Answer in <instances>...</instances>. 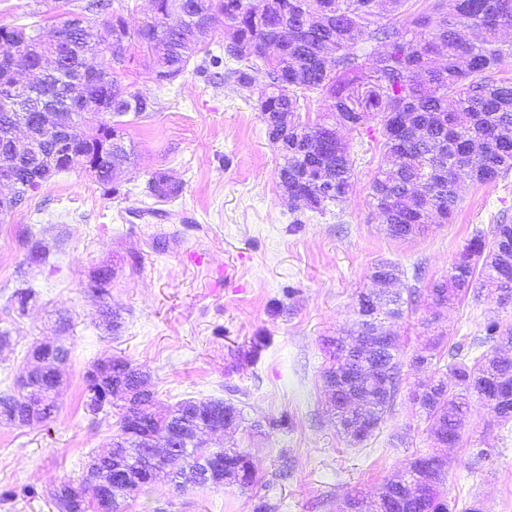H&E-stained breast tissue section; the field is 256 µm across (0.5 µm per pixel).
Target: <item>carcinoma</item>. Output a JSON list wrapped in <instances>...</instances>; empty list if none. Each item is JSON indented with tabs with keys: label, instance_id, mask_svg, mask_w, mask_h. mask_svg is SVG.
Here are the masks:
<instances>
[{
	"label": "carcinoma",
	"instance_id": "1",
	"mask_svg": "<svg viewBox=\"0 0 512 512\" xmlns=\"http://www.w3.org/2000/svg\"><path fill=\"white\" fill-rule=\"evenodd\" d=\"M407 0H153V15L141 26L129 28L123 14L111 10L110 0H96L98 13L112 15V27L125 37L115 41L112 62L123 65L134 43L151 51L148 65L155 80L171 82L187 70L201 50L208 34L224 17L225 53L246 61L230 75L245 90L253 87L252 72L265 71L266 83L259 89L257 107L269 141L279 152L278 178L306 198L302 207L325 214L331 206L343 204L352 189L353 159L349 145L336 132V123L358 131L374 122L379 125L385 166L373 181V199L385 232L396 239H408L428 228L434 216L452 220L458 203L457 185L465 181L487 183L512 170V79L502 78L512 60V42L502 32L512 30V0H450L451 12L437 0L432 12L411 17L408 25L382 23L385 13L404 12ZM302 26L292 40L279 38V28ZM96 22L75 16L59 26L67 45L59 64L46 70L38 83H21L12 76V54L27 53L34 64L40 57L28 54L39 32L37 25L0 26V44L9 52L0 54V130L15 118L33 124L45 111L71 112L78 103L90 114L88 132L93 145L117 136L125 122L120 117H138L154 111V103L142 94L119 91L117 81L99 71L82 79L80 67L87 54L97 51ZM369 38L379 44L373 52L357 54L353 47ZM324 98L325 109L314 124L301 120L302 101L313 94ZM101 171L100 184L111 183L110 171L128 169L133 153L124 137L112 141V149L95 156ZM43 160L32 157L17 165L21 192L29 198L43 185ZM149 191L159 201L178 198L180 183L163 173L149 180ZM31 260L39 263L49 256L45 240L34 234L26 238ZM465 252L474 263L454 265L448 276L424 288H411L407 297L397 296L398 316L424 305L436 316L440 305L464 299L475 283L492 287L499 277L512 274V262L502 263L500 254L512 253V224H497L492 238L478 232ZM34 292L17 288L10 301L24 314ZM480 344L512 343V331L489 322ZM360 336L356 327L328 341L331 362L328 369L344 367ZM476 344L456 343L448 349L447 371L453 378H433L417 385L413 400L431 426L441 425L448 434V446H456L465 424L470 397L496 404L501 419L512 420V361L492 354H473ZM400 344L380 354L379 366L357 384L373 397L368 413L380 426L394 397L384 398L385 384L398 392L401 362ZM46 362L65 365L68 348L49 345ZM100 379L84 376L86 406L93 413L115 404L123 380L135 389L144 376L129 362L108 357L96 362ZM24 383L14 393L0 394V423L13 410L23 408ZM186 399L148 420V428L164 434L181 421L190 422ZM140 449L121 445V433L112 435L110 450L101 455L104 468L112 469V456H138ZM224 460L242 485L253 479L248 456L237 448L210 450L202 445L183 449L179 471L199 473ZM435 455L414 458L406 470L413 489L399 492V512H451L453 506L442 489L445 472L428 469ZM175 470V471H177ZM175 471L161 468L149 481L133 483L102 509L98 489L82 479L65 478L69 490V512H125L127 501L144 488L163 481L174 484Z\"/></svg>",
	"mask_w": 512,
	"mask_h": 512
}]
</instances>
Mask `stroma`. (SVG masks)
Returning <instances> with one entry per match:
<instances>
[{
	"label": "stroma",
	"instance_id": "1",
	"mask_svg": "<svg viewBox=\"0 0 512 512\" xmlns=\"http://www.w3.org/2000/svg\"><path fill=\"white\" fill-rule=\"evenodd\" d=\"M92 2L0 0V26L34 23L48 36L70 15L96 20ZM130 54L116 67L109 54L92 58L96 67L114 68L126 91L156 104L128 119L125 142L136 166L119 174L118 194L86 174L61 172L0 215V327L13 336L0 348V392L26 374L34 345L70 350L54 421L0 424V491L37 490L33 499L0 501V512H58L52 489L81 476L91 453L117 432V415L90 413L81 399L86 370L110 356L146 373L158 408L189 398L234 403L243 421L232 433L207 436L206 445H236L254 466L249 486L178 493L159 483L131 499L127 512H339L347 495H376L414 457L433 452L445 460L456 512L476 502L482 512H512V421L471 399L460 444L440 449L411 396L440 369L413 362L436 335L470 342L489 320L512 329V304L500 305L477 285L437 322L422 306L395 322L400 390L363 443L338 432L322 387L326 342L354 321L359 295L372 288L371 268L399 266L404 292L447 276L476 232L512 223V171L462 185L454 222L436 220L423 235L394 239L372 199L383 151L369 132L343 128L352 191L326 214L302 213L279 186V153L255 97L227 75L237 63L224 55L223 27L171 82L155 81L142 48ZM157 172L182 184L178 198L150 196L147 183ZM27 230L50 243L46 264L29 262ZM104 267L112 279L102 297L92 280ZM17 288L35 293L21 316L10 303ZM107 304L119 318L112 332L101 324ZM484 442L492 455L471 469Z\"/></svg>",
	"mask_w": 512,
	"mask_h": 512
}]
</instances>
